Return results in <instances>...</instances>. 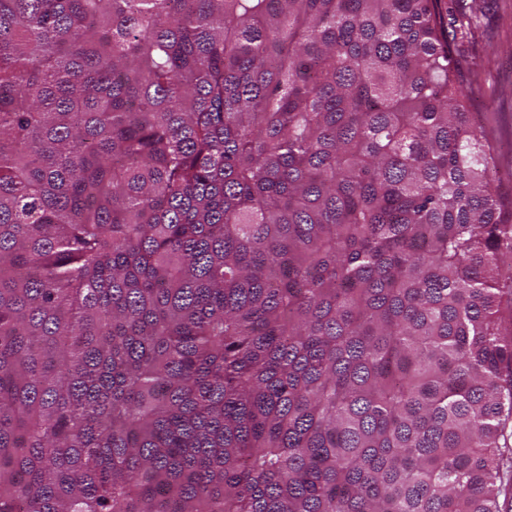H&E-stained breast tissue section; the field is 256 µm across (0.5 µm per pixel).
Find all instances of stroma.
I'll use <instances>...</instances> for the list:
<instances>
[{
    "instance_id": "1",
    "label": "stroma",
    "mask_w": 512,
    "mask_h": 512,
    "mask_svg": "<svg viewBox=\"0 0 512 512\" xmlns=\"http://www.w3.org/2000/svg\"><path fill=\"white\" fill-rule=\"evenodd\" d=\"M448 39L470 91V109L498 149L495 175L512 192V0H479L466 24L449 23Z\"/></svg>"
}]
</instances>
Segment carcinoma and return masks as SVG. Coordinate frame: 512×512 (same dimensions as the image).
<instances>
[{
  "mask_svg": "<svg viewBox=\"0 0 512 512\" xmlns=\"http://www.w3.org/2000/svg\"><path fill=\"white\" fill-rule=\"evenodd\" d=\"M439 0H0V512H500L512 196Z\"/></svg>",
  "mask_w": 512,
  "mask_h": 512,
  "instance_id": "cac0c4a2",
  "label": "carcinoma"
}]
</instances>
